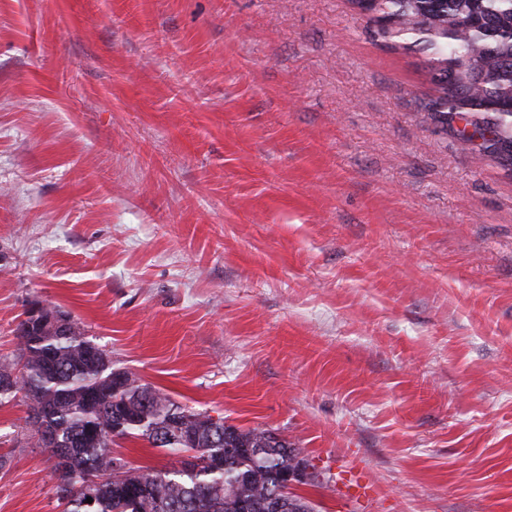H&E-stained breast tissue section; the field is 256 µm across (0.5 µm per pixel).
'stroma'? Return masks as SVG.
Returning <instances> with one entry per match:
<instances>
[{
    "mask_svg": "<svg viewBox=\"0 0 512 512\" xmlns=\"http://www.w3.org/2000/svg\"><path fill=\"white\" fill-rule=\"evenodd\" d=\"M427 58L349 0H0V357L48 306L317 512H512V170ZM26 411L0 512H61Z\"/></svg>",
    "mask_w": 512,
    "mask_h": 512,
    "instance_id": "1",
    "label": "stroma"
}]
</instances>
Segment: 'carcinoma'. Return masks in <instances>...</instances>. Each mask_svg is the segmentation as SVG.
<instances>
[{"mask_svg":"<svg viewBox=\"0 0 512 512\" xmlns=\"http://www.w3.org/2000/svg\"><path fill=\"white\" fill-rule=\"evenodd\" d=\"M391 41L408 37L428 60L434 118L459 119L493 135L479 153L512 167V0H350ZM14 334L21 354L0 360V399L21 398L38 447L54 460L56 480L71 486L63 512H272L270 499L296 449L270 430H242L175 404L112 368L106 351L76 323L68 333ZM54 432L56 444L43 435ZM118 439H141L173 457L190 447L199 463L161 469L112 468ZM92 502H86V499ZM280 512H314L304 498H281Z\"/></svg>","mask_w":512,"mask_h":512,"instance_id":"obj_1","label":"carcinoma"}]
</instances>
